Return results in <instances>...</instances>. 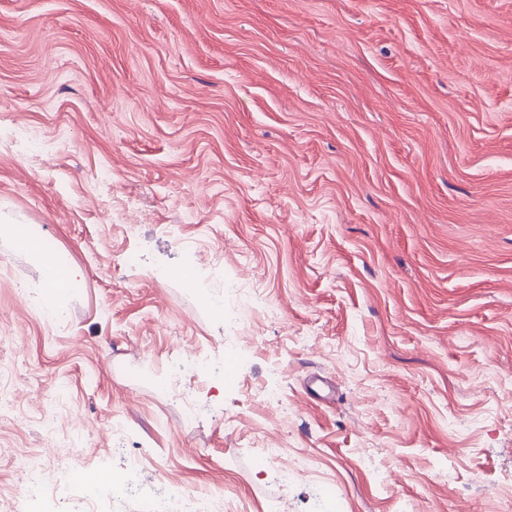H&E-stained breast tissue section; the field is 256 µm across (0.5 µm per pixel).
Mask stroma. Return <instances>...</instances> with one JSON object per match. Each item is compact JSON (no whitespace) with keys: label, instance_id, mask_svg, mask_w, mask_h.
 I'll use <instances>...</instances> for the list:
<instances>
[{"label":"stroma","instance_id":"1","mask_svg":"<svg viewBox=\"0 0 512 512\" xmlns=\"http://www.w3.org/2000/svg\"><path fill=\"white\" fill-rule=\"evenodd\" d=\"M0 367V512H76L15 503L48 446L225 512H501L512 0H0ZM21 246L42 266L46 284V303L54 304L58 294L65 291L76 279L81 276L80 270L63 264L52 255L46 254L40 244L32 239H23L18 235Z\"/></svg>","mask_w":512,"mask_h":512}]
</instances>
